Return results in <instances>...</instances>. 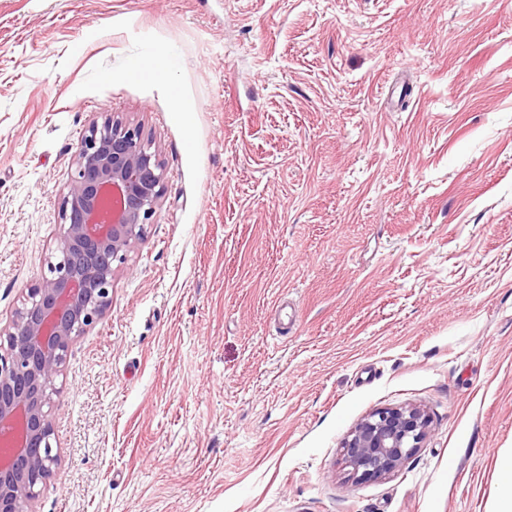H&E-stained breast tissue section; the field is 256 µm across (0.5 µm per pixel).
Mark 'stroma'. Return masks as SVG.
Wrapping results in <instances>:
<instances>
[{
    "instance_id": "1",
    "label": "stroma",
    "mask_w": 512,
    "mask_h": 512,
    "mask_svg": "<svg viewBox=\"0 0 512 512\" xmlns=\"http://www.w3.org/2000/svg\"><path fill=\"white\" fill-rule=\"evenodd\" d=\"M108 113L164 192L72 348L38 512H496L512 0H0L1 324ZM411 405L421 447L352 479L349 432Z\"/></svg>"
}]
</instances>
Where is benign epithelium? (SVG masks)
Masks as SVG:
<instances>
[{"label": "benign epithelium", "mask_w": 512, "mask_h": 512, "mask_svg": "<svg viewBox=\"0 0 512 512\" xmlns=\"http://www.w3.org/2000/svg\"><path fill=\"white\" fill-rule=\"evenodd\" d=\"M165 171L141 126L107 117L81 136L59 207L55 260L0 326V512H37L54 451L53 396L77 339L112 305L114 275L144 238ZM418 407L377 409L344 442L355 477L402 465L426 436Z\"/></svg>", "instance_id": "1"}]
</instances>
